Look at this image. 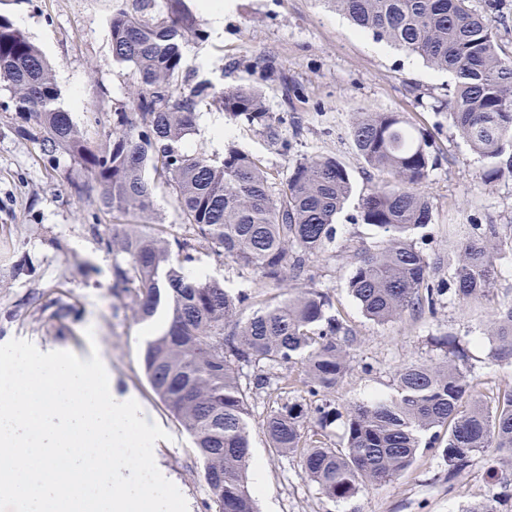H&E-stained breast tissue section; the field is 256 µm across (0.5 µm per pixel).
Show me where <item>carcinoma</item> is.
<instances>
[{
  "mask_svg": "<svg viewBox=\"0 0 512 512\" xmlns=\"http://www.w3.org/2000/svg\"><path fill=\"white\" fill-rule=\"evenodd\" d=\"M358 31L415 55L453 78L439 110L448 112L453 133L483 161L481 176L494 181L512 174V55L499 53L496 15L502 0H487V12L469 0H331ZM131 10L115 0L110 20L112 57L130 65L137 87L114 112L101 142H88L59 93L46 58L12 21L0 15V86L19 131L34 127L43 158L68 153L101 189L110 212L151 216L153 185L148 168L163 175L187 230L170 242L154 228L124 230L105 242L122 254L115 287L130 294L140 321L165 307L169 325L146 342L145 373L154 392L193 439L209 486L214 512H257L246 474L250 465L249 395L272 387L286 390L284 373L301 368L299 382L323 397L313 409L283 402L268 413L264 430L278 453L299 456L304 473L330 499H349L361 486L390 481L414 462L421 446L442 448L448 473L483 453L512 458V387L494 404L473 399L474 379L463 370V349L446 342L441 358L404 364L394 394L346 411L343 445L309 439L305 425L316 416L320 429L341 413L329 395L350 366L357 336L333 314L331 297L309 286L310 259L336 238V215L352 193L350 174L334 157L296 163L278 192L252 156L229 149L221 160L188 154L183 138L194 127L198 104L207 99L232 120L272 130L262 93L238 86L213 93L205 84L179 82L190 41L204 37L197 17L182 0H140ZM351 134L358 155L379 179L361 199L363 223L381 236L364 252L347 288L365 316L386 323L404 314L435 313L444 282L435 280L415 232L432 221L428 198L418 192L436 164L425 136L399 112H358ZM209 249L218 258L250 270L260 284L289 283L288 296L262 301L247 317L249 295L232 294L208 279L189 276L184 264ZM512 253V233L498 224H476L452 258L454 294L461 302L486 296L499 262ZM486 333L492 357L512 363V303L493 311ZM249 377V386L241 383ZM445 429L443 438L440 429Z\"/></svg>",
  "mask_w": 512,
  "mask_h": 512,
  "instance_id": "obj_1",
  "label": "carcinoma"
}]
</instances>
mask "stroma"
<instances>
[{
	"mask_svg": "<svg viewBox=\"0 0 512 512\" xmlns=\"http://www.w3.org/2000/svg\"><path fill=\"white\" fill-rule=\"evenodd\" d=\"M113 0H0L9 17L50 63L59 105L92 141L100 140L116 108L137 84L134 71L114 61L110 18ZM185 86L209 84L221 92L237 86L262 90L275 119V134L243 121H230L207 103L182 147L190 153L223 157L235 148L258 159L272 185L284 182L303 158L333 156L349 171L353 194L336 217V237L312 262V285L328 292L358 337L351 368L332 395L339 410L373 397H390L399 368L439 357L437 336L464 339L463 367L477 379L474 395L492 403L512 385V364L491 358L493 342L484 333L487 317L512 302V256L503 261L488 299L462 304L445 293L436 314L405 315L386 323L368 320L348 292L347 281L365 250L380 236L362 222L360 200L377 174L358 155L350 135L357 112H399L430 139L437 164L422 191L433 220L417 237L436 262L437 279L453 281L449 259L454 230L461 224H511L512 176L481 178L482 161L448 126V115L432 107L452 78L420 58L376 42L353 28L328 0H224V30L185 48ZM10 92L0 87V344L18 338L44 352L83 353L96 343L112 366L116 390L135 392L172 436L154 451L173 475L190 512H213L203 465L192 439L153 391L143 368L146 323L130 295L113 286L115 257L104 242L135 215L104 210L99 188L80 172L70 155L41 157L36 143L16 131L15 113L5 110ZM156 185L154 221L166 238L182 237L171 189ZM229 291L287 294V285L256 288L249 270L201 251L189 266ZM94 339H87L86 329ZM278 393L250 401L251 453L264 463V488L256 494L259 512H465L487 498L499 481L512 484V463L490 466L475 455L470 466L449 474L438 450L421 449L397 478L363 485L346 500H331L303 472L296 456L270 448L263 423Z\"/></svg>",
	"mask_w": 512,
	"mask_h": 512,
	"instance_id": "obj_1",
	"label": "stroma"
}]
</instances>
